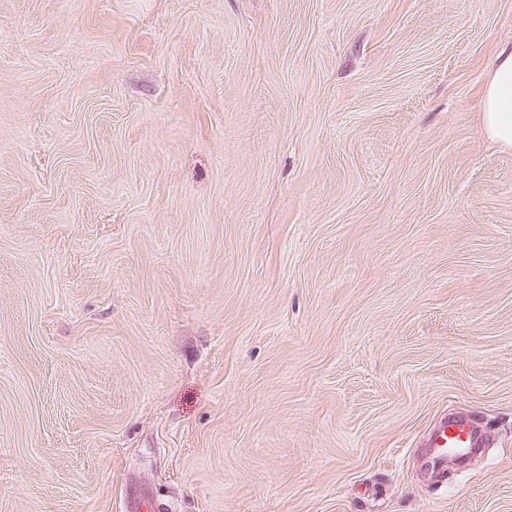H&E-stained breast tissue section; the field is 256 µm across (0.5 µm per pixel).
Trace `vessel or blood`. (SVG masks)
Listing matches in <instances>:
<instances>
[{"label":"vessel or blood","instance_id":"obj_1","mask_svg":"<svg viewBox=\"0 0 512 512\" xmlns=\"http://www.w3.org/2000/svg\"><path fill=\"white\" fill-rule=\"evenodd\" d=\"M489 444L488 434L470 419L456 416L441 421L429 434L423 463L432 471L444 470L449 455L467 448H484Z\"/></svg>","mask_w":512,"mask_h":512}]
</instances>
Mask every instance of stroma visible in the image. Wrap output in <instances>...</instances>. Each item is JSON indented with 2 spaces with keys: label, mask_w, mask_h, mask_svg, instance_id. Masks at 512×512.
<instances>
[{
  "label": "stroma",
  "mask_w": 512,
  "mask_h": 512,
  "mask_svg": "<svg viewBox=\"0 0 512 512\" xmlns=\"http://www.w3.org/2000/svg\"><path fill=\"white\" fill-rule=\"evenodd\" d=\"M512 0H0V512H512ZM491 435L433 478L444 416ZM481 98L484 133L499 147L512 150V47L495 56Z\"/></svg>",
  "instance_id": "1"
}]
</instances>
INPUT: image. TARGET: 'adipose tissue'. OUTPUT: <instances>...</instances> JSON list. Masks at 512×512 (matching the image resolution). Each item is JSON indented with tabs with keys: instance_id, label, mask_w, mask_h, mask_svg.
<instances>
[{
	"instance_id": "obj_1",
	"label": "adipose tissue",
	"mask_w": 512,
	"mask_h": 512,
	"mask_svg": "<svg viewBox=\"0 0 512 512\" xmlns=\"http://www.w3.org/2000/svg\"><path fill=\"white\" fill-rule=\"evenodd\" d=\"M484 133L499 147L512 150V47L495 56L481 98Z\"/></svg>"
}]
</instances>
